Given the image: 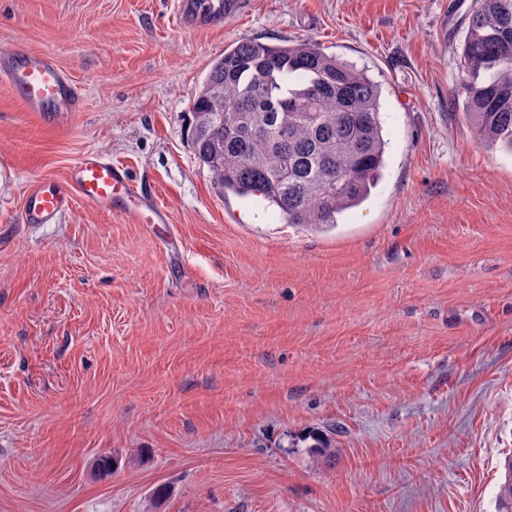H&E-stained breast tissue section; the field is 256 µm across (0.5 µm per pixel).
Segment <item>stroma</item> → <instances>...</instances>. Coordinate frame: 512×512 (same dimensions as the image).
<instances>
[{"mask_svg":"<svg viewBox=\"0 0 512 512\" xmlns=\"http://www.w3.org/2000/svg\"><path fill=\"white\" fill-rule=\"evenodd\" d=\"M471 0H0V56L49 52L82 108L0 80V512H495L512 456V153L458 101ZM244 39L380 84L386 167L336 226L221 196L193 100ZM169 221L26 190L82 155ZM330 432L334 447L299 437ZM115 461L110 475L97 464ZM242 0H178L175 21L183 29L221 27L224 19L237 13Z\"/></svg>","mask_w":512,"mask_h":512,"instance_id":"1","label":"stroma"}]
</instances>
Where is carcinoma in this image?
Instances as JSON below:
<instances>
[{
    "instance_id": "carcinoma-1",
    "label": "carcinoma",
    "mask_w": 512,
    "mask_h": 512,
    "mask_svg": "<svg viewBox=\"0 0 512 512\" xmlns=\"http://www.w3.org/2000/svg\"><path fill=\"white\" fill-rule=\"evenodd\" d=\"M460 65L465 118L479 140L512 152V0H472ZM193 116L194 154L221 194L257 197L286 224L338 223L385 164L380 85L311 42L225 50ZM496 503L512 512V458Z\"/></svg>"
}]
</instances>
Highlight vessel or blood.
<instances>
[{"instance_id":"b4317fda","label":"vessel or blood","mask_w":512,"mask_h":512,"mask_svg":"<svg viewBox=\"0 0 512 512\" xmlns=\"http://www.w3.org/2000/svg\"><path fill=\"white\" fill-rule=\"evenodd\" d=\"M243 0H177L175 21L184 29L219 27L237 13ZM0 78L15 91L26 111L61 115L80 109V96L55 58L48 53H19L0 58ZM107 212H118L134 224H164L166 214L145 196L128 171L110 159L86 154L75 161L63 183L44 179L25 196L24 216L30 224L58 219L71 196Z\"/></svg>"}]
</instances>
